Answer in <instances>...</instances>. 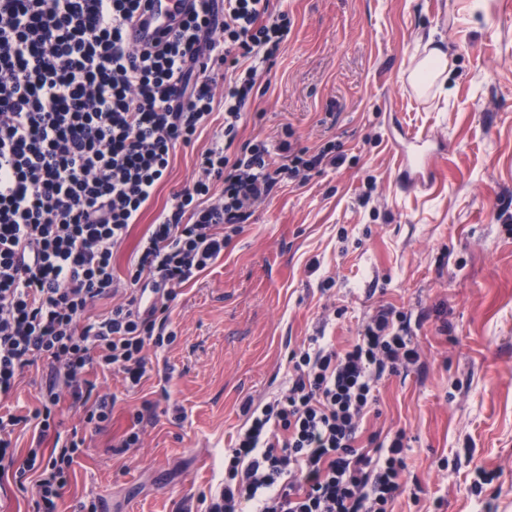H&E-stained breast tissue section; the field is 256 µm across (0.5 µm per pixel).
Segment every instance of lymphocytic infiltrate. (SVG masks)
Returning <instances> with one entry per match:
<instances>
[{"label": "lymphocytic infiltrate", "mask_w": 512, "mask_h": 512, "mask_svg": "<svg viewBox=\"0 0 512 512\" xmlns=\"http://www.w3.org/2000/svg\"><path fill=\"white\" fill-rule=\"evenodd\" d=\"M147 0H0V401L21 371L43 365L39 407L0 411V478L29 494L31 512H59L70 470L112 420L116 397L93 396L89 372L147 373L145 350L172 344L168 313L241 234L280 183L306 182L344 159L342 145L289 150L239 141L247 106L292 20L273 0H197L168 41L139 47L127 27ZM223 102H216V91ZM223 106L222 131L198 151L195 175L172 192L131 260L112 255ZM120 296L89 318L97 301ZM419 360L407 314L380 309L359 336L292 352L288 391L245 402L246 424L224 454V485L203 512H394L408 485L404 432L361 440L377 384ZM83 416L61 434L62 399ZM31 429L25 459L12 436ZM51 451H44L45 441Z\"/></svg>", "instance_id": "obj_1"}]
</instances>
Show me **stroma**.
Wrapping results in <instances>:
<instances>
[{"instance_id": "1", "label": "stroma", "mask_w": 512, "mask_h": 512, "mask_svg": "<svg viewBox=\"0 0 512 512\" xmlns=\"http://www.w3.org/2000/svg\"><path fill=\"white\" fill-rule=\"evenodd\" d=\"M276 5L292 30L240 137L266 142L276 160L335 140L345 160L256 204L223 257L181 288L169 311L177 337L147 349L139 389L91 374L96 392L117 397L112 423L74 465L61 508L91 498L106 512L196 507L219 489L244 402L286 392L289 354L317 335L346 346L392 306L410 316L420 360L379 382L363 432L407 434L405 477L427 494L396 512H512V0ZM430 40L450 64L422 96L408 76ZM411 133L429 138L419 187L398 150ZM214 134L177 149L112 259L116 277ZM161 399L169 407L140 446L110 457L133 411Z\"/></svg>"}]
</instances>
